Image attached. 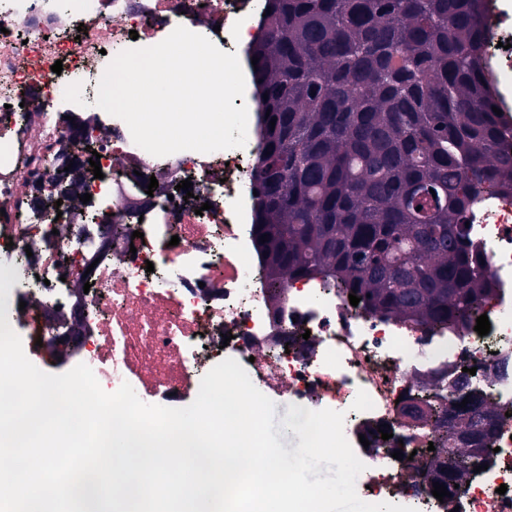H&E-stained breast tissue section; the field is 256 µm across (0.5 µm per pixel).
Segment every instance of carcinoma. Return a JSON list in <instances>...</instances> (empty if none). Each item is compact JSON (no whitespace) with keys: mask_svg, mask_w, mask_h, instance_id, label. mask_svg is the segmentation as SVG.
<instances>
[{"mask_svg":"<svg viewBox=\"0 0 512 512\" xmlns=\"http://www.w3.org/2000/svg\"><path fill=\"white\" fill-rule=\"evenodd\" d=\"M262 12L247 58H258L254 234L268 278L323 274L371 311L423 325L475 317L488 288L468 207L485 184L512 190L483 0H265ZM58 184L40 201L46 217L76 179L63 170ZM466 397L480 411L426 455L433 482L475 465L455 429L492 411Z\"/></svg>","mask_w":512,"mask_h":512,"instance_id":"1","label":"carcinoma"}]
</instances>
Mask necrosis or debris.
Masks as SVG:
<instances>
[{
	"mask_svg": "<svg viewBox=\"0 0 512 512\" xmlns=\"http://www.w3.org/2000/svg\"><path fill=\"white\" fill-rule=\"evenodd\" d=\"M52 0H0V265L13 283L4 302L15 329L52 308L43 344L75 345L99 383H129L144 401L198 391L222 356V336L268 392L288 394L312 410L343 412L344 431L364 435L373 462L389 466L369 485L376 494H407L422 512H512V191L481 189L468 214L469 239L485 261L490 293L481 307L491 324L428 326L385 318L322 277L290 279L272 292L252 235V173L259 150L257 104L248 109L245 147L164 157L137 146L126 123L112 129L62 119L59 106L97 97L108 65L103 50L150 47L177 26L220 36L242 53L241 31L254 26L255 0H79L57 21ZM484 65L494 106L512 109V14L490 0ZM83 27L79 42L59 25ZM62 62L61 73L51 70ZM35 88L34 110L19 114L15 95ZM93 132L102 178L83 180L91 194L77 215L44 218L35 190H53L63 166L59 148ZM157 188H149L150 179ZM191 180L190 193L180 191ZM209 210H202V203ZM139 215H132V207ZM179 237L171 245V237ZM469 390L495 407V433L484 471L438 500L415 476L422 448L437 442L431 425L407 407L453 410L463 368ZM392 436L378 438L379 425ZM401 450L403 460L393 459Z\"/></svg>",
	"mask_w": 512,
	"mask_h": 512,
	"instance_id": "necrosis-or-debris-1",
	"label": "necrosis or debris"
}]
</instances>
